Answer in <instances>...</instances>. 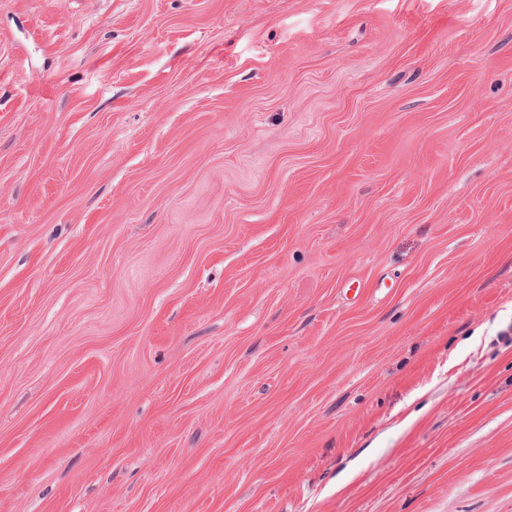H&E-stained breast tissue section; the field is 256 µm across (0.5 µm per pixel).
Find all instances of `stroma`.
I'll use <instances>...</instances> for the list:
<instances>
[{
    "instance_id": "stroma-1",
    "label": "stroma",
    "mask_w": 512,
    "mask_h": 512,
    "mask_svg": "<svg viewBox=\"0 0 512 512\" xmlns=\"http://www.w3.org/2000/svg\"><path fill=\"white\" fill-rule=\"evenodd\" d=\"M0 512H512V0H0Z\"/></svg>"
}]
</instances>
